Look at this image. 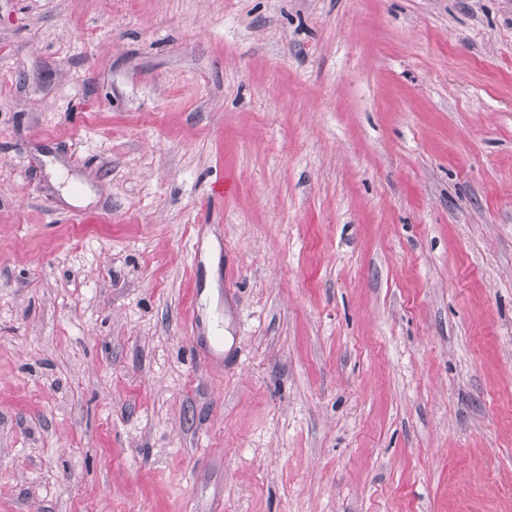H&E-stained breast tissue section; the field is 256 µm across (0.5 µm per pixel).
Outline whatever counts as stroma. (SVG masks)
Wrapping results in <instances>:
<instances>
[{"label": "stroma", "mask_w": 512, "mask_h": 512, "mask_svg": "<svg viewBox=\"0 0 512 512\" xmlns=\"http://www.w3.org/2000/svg\"><path fill=\"white\" fill-rule=\"evenodd\" d=\"M0 512H512V0H0Z\"/></svg>", "instance_id": "obj_1"}]
</instances>
